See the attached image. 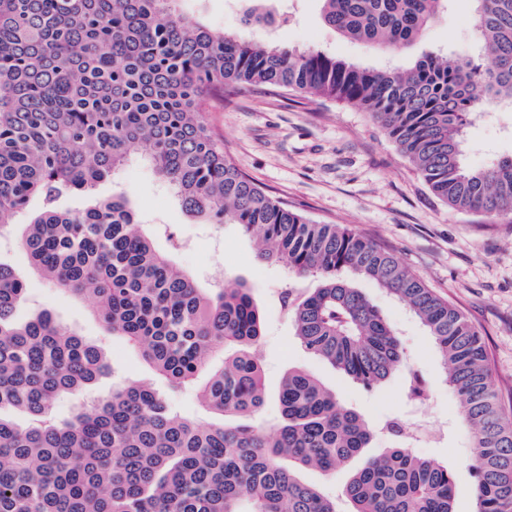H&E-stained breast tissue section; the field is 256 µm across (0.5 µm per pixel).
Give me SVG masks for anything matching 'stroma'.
I'll use <instances>...</instances> for the list:
<instances>
[{
  "instance_id": "35a3bbf8",
  "label": "stroma",
  "mask_w": 512,
  "mask_h": 512,
  "mask_svg": "<svg viewBox=\"0 0 512 512\" xmlns=\"http://www.w3.org/2000/svg\"><path fill=\"white\" fill-rule=\"evenodd\" d=\"M178 8L217 33L323 51L376 69L406 64L427 52L475 56L482 46L473 0H450L418 39L393 51L370 48L326 26L320 0H269L267 8L276 21L265 28L241 24V0H179ZM205 119L242 172L298 206L310 220L345 225L375 240L455 305L482 334L501 405L512 411V216L491 220L448 208L366 113L341 102L304 100L295 93L229 95L212 104ZM465 136L469 166L512 155V109H489L477 116ZM118 192L131 198L141 223L154 230L155 248L172 253L174 262L199 287H215L227 275L242 277L253 286L265 321L258 349L268 394L260 414L265 424L280 418L277 393L284 375L292 368L305 370L375 428L366 456L393 446V437L382 429L388 418L425 422L432 436L425 439L420 456L448 465L455 480V512H473L471 432L459 420L458 398L445 381L439 353L408 307L374 282L361 281L364 294L398 330L407 356L403 371L381 387L364 388L296 339L277 300L283 271L261 264L254 241L236 226L204 224L189 216L141 156L119 180L101 182L94 196L107 198ZM0 260L26 277L27 301L19 317L49 310L58 322L108 351L114 372L98 381L91 397L106 395L127 379H152L138 352L109 336L87 302L31 274L17 239L0 241ZM415 375L426 389L421 399L409 393Z\"/></svg>"
}]
</instances>
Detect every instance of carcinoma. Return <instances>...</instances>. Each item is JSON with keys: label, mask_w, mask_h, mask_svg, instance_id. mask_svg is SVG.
<instances>
[{"label": "carcinoma", "mask_w": 512, "mask_h": 512, "mask_svg": "<svg viewBox=\"0 0 512 512\" xmlns=\"http://www.w3.org/2000/svg\"><path fill=\"white\" fill-rule=\"evenodd\" d=\"M174 2L0 0V236L40 197L20 237L32 269L89 302L155 379L197 387L217 421L180 414L142 380L57 420V397L91 391L109 358L47 310L17 321L26 283L0 261V512H337L336 498L300 472L344 470L371 443L369 423L297 369L279 390V423L260 421L266 390L254 349L264 318L246 281L199 288L155 249L124 194L57 208L62 195L119 176L142 149L187 213L237 226L260 260L286 269L279 304L294 336L366 388L407 358L357 283L371 280L405 304L432 336L472 432L475 512H512V417L480 331L373 240L310 221L242 173L203 117L228 89L352 104L448 207L512 215V157L463 162L472 120L512 104V0H474L488 65L431 54L387 69L217 34ZM321 3L323 21L343 36L396 49L447 0ZM306 279L316 286L303 287ZM341 496L351 512H454V477L398 444L351 470Z\"/></svg>", "instance_id": "carcinoma-1"}]
</instances>
